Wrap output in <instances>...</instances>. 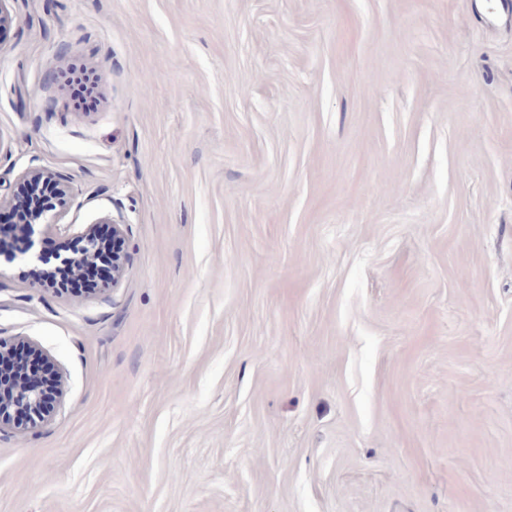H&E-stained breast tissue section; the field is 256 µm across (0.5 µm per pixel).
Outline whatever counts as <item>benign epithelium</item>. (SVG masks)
Masks as SVG:
<instances>
[{
  "label": "benign epithelium",
  "mask_w": 512,
  "mask_h": 512,
  "mask_svg": "<svg viewBox=\"0 0 512 512\" xmlns=\"http://www.w3.org/2000/svg\"><path fill=\"white\" fill-rule=\"evenodd\" d=\"M45 182L62 202L43 204L35 194L21 209L23 217L10 221L6 216L17 205L16 195L0 196V230H9V237L18 241V248L10 252V259L30 256L46 265L44 251L36 250L35 227L51 238H80L83 249L76 255L62 253L52 258L48 273L68 272L83 277L92 270L103 269L112 287H118L129 269L126 223L118 218L102 219L85 230L70 233L71 225L62 223L72 199V189L51 172L32 167L19 178V183ZM51 364L47 353L33 340L17 335L12 339L0 337V431L35 427L47 420L53 404L62 393L63 379L57 376V389L49 394L43 384V367Z\"/></svg>",
  "instance_id": "1"
}]
</instances>
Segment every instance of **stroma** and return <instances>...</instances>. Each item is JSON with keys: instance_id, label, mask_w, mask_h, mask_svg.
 Masks as SVG:
<instances>
[{"instance_id": "obj_1", "label": "stroma", "mask_w": 512, "mask_h": 512, "mask_svg": "<svg viewBox=\"0 0 512 512\" xmlns=\"http://www.w3.org/2000/svg\"><path fill=\"white\" fill-rule=\"evenodd\" d=\"M0 8V193L49 169L130 253L81 298L0 261L64 380L0 512H512V0ZM99 76L93 69L76 63L70 64L57 75L60 89H66L75 111L88 110L95 105L93 96Z\"/></svg>"}]
</instances>
